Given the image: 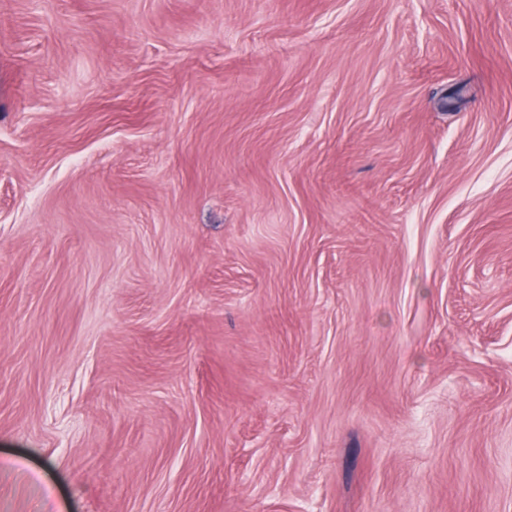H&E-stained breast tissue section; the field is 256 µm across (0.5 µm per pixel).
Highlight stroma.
I'll list each match as a JSON object with an SVG mask.
<instances>
[{
  "label": "stroma",
  "mask_w": 512,
  "mask_h": 512,
  "mask_svg": "<svg viewBox=\"0 0 512 512\" xmlns=\"http://www.w3.org/2000/svg\"><path fill=\"white\" fill-rule=\"evenodd\" d=\"M0 512H512V0H0Z\"/></svg>",
  "instance_id": "35a3bbf8"
}]
</instances>
